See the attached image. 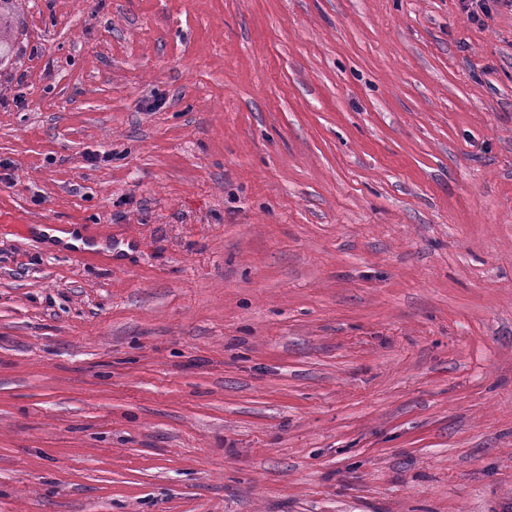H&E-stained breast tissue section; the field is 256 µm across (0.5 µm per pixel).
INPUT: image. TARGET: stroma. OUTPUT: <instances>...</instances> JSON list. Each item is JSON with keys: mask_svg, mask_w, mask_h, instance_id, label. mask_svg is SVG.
Listing matches in <instances>:
<instances>
[{"mask_svg": "<svg viewBox=\"0 0 512 512\" xmlns=\"http://www.w3.org/2000/svg\"><path fill=\"white\" fill-rule=\"evenodd\" d=\"M11 24L0 512H512V8Z\"/></svg>", "mask_w": 512, "mask_h": 512, "instance_id": "1", "label": "stroma"}]
</instances>
